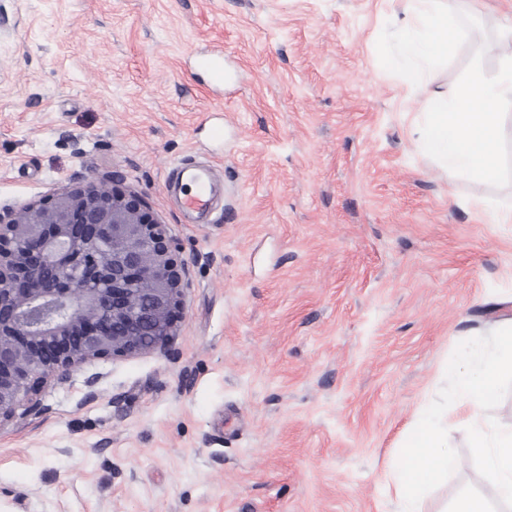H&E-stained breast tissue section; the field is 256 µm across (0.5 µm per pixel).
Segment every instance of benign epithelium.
<instances>
[{
  "instance_id": "7a95c632",
  "label": "benign epithelium",
  "mask_w": 512,
  "mask_h": 512,
  "mask_svg": "<svg viewBox=\"0 0 512 512\" xmlns=\"http://www.w3.org/2000/svg\"><path fill=\"white\" fill-rule=\"evenodd\" d=\"M134 191L73 175L0 210V424L43 410L40 383L80 365L168 349L184 264Z\"/></svg>"
}]
</instances>
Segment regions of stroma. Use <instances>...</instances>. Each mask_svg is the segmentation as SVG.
<instances>
[{"mask_svg":"<svg viewBox=\"0 0 512 512\" xmlns=\"http://www.w3.org/2000/svg\"><path fill=\"white\" fill-rule=\"evenodd\" d=\"M480 41L434 91L494 79L512 0H442ZM403 0H0V207L112 173L184 262L165 352L98 360L0 424V512H397L388 474L461 341L512 318V156L497 180L433 162ZM224 52L223 89L198 56ZM223 127L215 139L214 127ZM211 160L224 221L166 188ZM445 512L479 475L466 427Z\"/></svg>","mask_w":512,"mask_h":512,"instance_id":"1","label":"stroma"}]
</instances>
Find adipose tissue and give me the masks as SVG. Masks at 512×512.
Here are the masks:
<instances>
[{
	"label": "adipose tissue",
	"instance_id": "adipose-tissue-1",
	"mask_svg": "<svg viewBox=\"0 0 512 512\" xmlns=\"http://www.w3.org/2000/svg\"><path fill=\"white\" fill-rule=\"evenodd\" d=\"M407 21L400 31L403 59L417 70L433 72L449 45L472 39L448 26L440 0H406ZM500 75L474 79L461 87L453 102L422 113L421 122L430 150L444 169L460 175L477 173L489 180L500 173L502 116L495 105L512 99V36L502 44Z\"/></svg>",
	"mask_w": 512,
	"mask_h": 512
}]
</instances>
